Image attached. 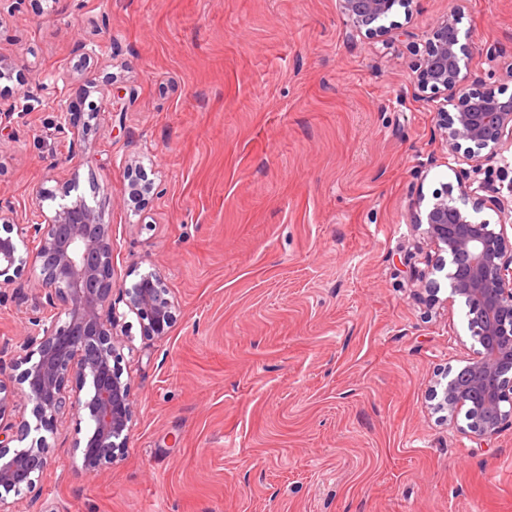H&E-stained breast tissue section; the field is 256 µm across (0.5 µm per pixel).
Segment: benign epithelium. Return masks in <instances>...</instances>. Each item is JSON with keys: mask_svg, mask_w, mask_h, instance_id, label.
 Listing matches in <instances>:
<instances>
[{"mask_svg": "<svg viewBox=\"0 0 512 512\" xmlns=\"http://www.w3.org/2000/svg\"><path fill=\"white\" fill-rule=\"evenodd\" d=\"M413 0H339L352 30L379 40L399 28L390 19L396 7L410 11ZM459 18L452 11L429 28L417 64L418 84L436 95L437 126L448 150L458 196L444 190L424 202H410L411 223L436 248V263L414 270L421 289L431 298L440 286L431 278L448 270L451 299L464 302L468 327L480 349L462 367L436 382V405L449 421L461 411L475 417L472 432L490 440L512 425V186L508 195L479 179L483 162L493 156L509 167L512 152V96L468 89L467 47L460 43ZM24 103L0 104V127L15 111L34 109L33 96ZM56 130L69 141L65 161L81 147L79 121L56 101ZM455 112H450L448 107ZM153 183L139 179L128 185L134 205L151 193ZM38 205L24 224L13 225L0 204V288H8L31 270H39L32 287L45 299V312L30 320L19 345L15 378L3 380L6 361L0 354V487L14 495H39L48 466V442L59 422L85 414L88 430L73 443L81 469L101 472L124 456L135 416L132 384L123 378L124 352H133L130 325L121 321L136 315L144 336H163L175 317L176 305L157 272L142 275L131 286L114 281L112 225L85 195L78 193L77 172L60 193L41 188ZM54 203L51 213L43 203ZM493 211L494 224L478 218ZM127 312H119L118 304ZM33 405L35 423L15 415L18 404ZM31 440L13 448L10 443Z\"/></svg>", "mask_w": 512, "mask_h": 512, "instance_id": "7a95c632", "label": "benign epithelium"}]
</instances>
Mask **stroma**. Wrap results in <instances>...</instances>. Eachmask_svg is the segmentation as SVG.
Masks as SVG:
<instances>
[{"label": "stroma", "mask_w": 512, "mask_h": 512, "mask_svg": "<svg viewBox=\"0 0 512 512\" xmlns=\"http://www.w3.org/2000/svg\"><path fill=\"white\" fill-rule=\"evenodd\" d=\"M454 0L396 9L400 30L346 37L337 0H23L0 15L16 60L0 102L39 96L0 131V200L79 190L112 226L117 284L160 273L176 303L163 336L133 330L122 363L135 418L97 475L71 454L74 420L21 512H512V427L479 441L432 388L478 344L463 302L419 299L405 256L434 254L409 202L456 178L412 48ZM473 90L512 94V0H465ZM496 46L489 61L483 46ZM122 124L85 130L75 167L39 91ZM94 78L98 91L85 88ZM154 190H125L139 172ZM40 301L0 288L15 354Z\"/></svg>", "instance_id": "35a3bbf8"}]
</instances>
